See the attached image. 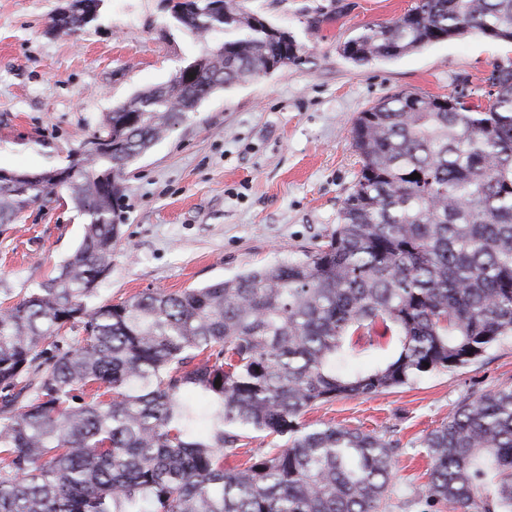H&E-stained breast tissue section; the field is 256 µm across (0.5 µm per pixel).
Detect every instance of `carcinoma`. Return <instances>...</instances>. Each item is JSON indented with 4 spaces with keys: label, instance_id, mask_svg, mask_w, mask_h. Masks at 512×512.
<instances>
[{
    "label": "carcinoma",
    "instance_id": "carcinoma-1",
    "mask_svg": "<svg viewBox=\"0 0 512 512\" xmlns=\"http://www.w3.org/2000/svg\"><path fill=\"white\" fill-rule=\"evenodd\" d=\"M79 2L60 33L86 25L94 0ZM190 5L178 23L202 39L224 31V55L192 59L200 75L180 70L103 116L93 137L112 149L85 144L70 160L80 244L0 308V512H380L392 443L309 430L300 416L463 367L512 335V64L494 68L486 107L398 92L359 113L357 179L338 224L303 257L90 304L120 239L126 168L205 99L211 77L247 82L280 51L235 0L222 12ZM471 32L512 43V0H424L364 28L348 59L397 58ZM54 193L53 170L0 179V225ZM365 335L395 341L394 357L340 371ZM240 427L287 441L229 466ZM422 444L428 501L512 512V387L463 398Z\"/></svg>",
    "mask_w": 512,
    "mask_h": 512
}]
</instances>
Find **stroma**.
Returning <instances> with one entry per match:
<instances>
[{
	"instance_id": "stroma-1",
	"label": "stroma",
	"mask_w": 512,
	"mask_h": 512,
	"mask_svg": "<svg viewBox=\"0 0 512 512\" xmlns=\"http://www.w3.org/2000/svg\"><path fill=\"white\" fill-rule=\"evenodd\" d=\"M66 0H0V169L64 167L102 115L167 83L206 47L177 29L167 0H101L76 35L52 28ZM413 0H246L288 30L302 59L203 100L123 177L124 221L95 303L178 292L283 262L323 241L353 186L351 129L396 91L453 94L487 104L495 65L512 44L479 33L395 59L357 65L341 48L363 27L402 16ZM84 218L67 191L0 225V301L56 274L80 243ZM512 386V338L478 361L407 384L313 407L300 422L358 428L392 442L396 467L383 512H454L424 497L422 438L467 396Z\"/></svg>"
}]
</instances>
